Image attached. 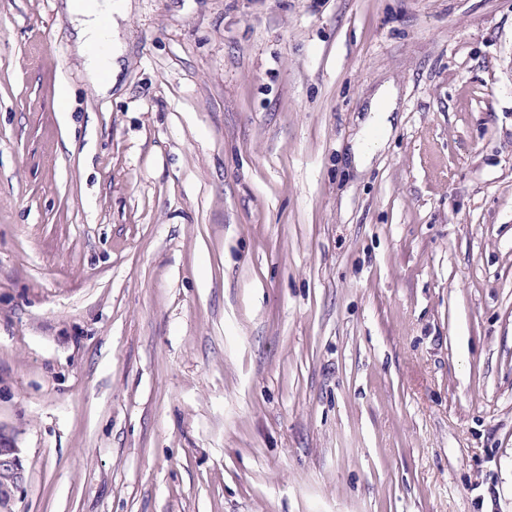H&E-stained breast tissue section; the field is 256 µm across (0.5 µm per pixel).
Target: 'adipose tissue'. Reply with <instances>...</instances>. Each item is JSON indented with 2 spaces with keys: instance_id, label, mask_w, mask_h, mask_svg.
Instances as JSON below:
<instances>
[{
  "instance_id": "1",
  "label": "adipose tissue",
  "mask_w": 512,
  "mask_h": 512,
  "mask_svg": "<svg viewBox=\"0 0 512 512\" xmlns=\"http://www.w3.org/2000/svg\"><path fill=\"white\" fill-rule=\"evenodd\" d=\"M66 11L76 34L75 48L82 57L90 84L99 95H108L114 84L119 50L115 34L112 0H66Z\"/></svg>"
}]
</instances>
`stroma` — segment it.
Returning <instances> with one entry per match:
<instances>
[{
  "label": "stroma",
  "instance_id": "1",
  "mask_svg": "<svg viewBox=\"0 0 512 512\" xmlns=\"http://www.w3.org/2000/svg\"><path fill=\"white\" fill-rule=\"evenodd\" d=\"M116 21L0 0L12 512H512V0ZM63 1L76 34V52L84 59L87 79L99 95L107 96L114 84L115 59L120 54L113 40L117 4L112 0ZM395 96L388 91L379 92L372 100L368 112H371V116L367 121V128H383L390 126L387 122L389 117L388 113H391L395 109ZM387 113L382 116L380 114Z\"/></svg>",
  "mask_w": 512,
  "mask_h": 512
}]
</instances>
